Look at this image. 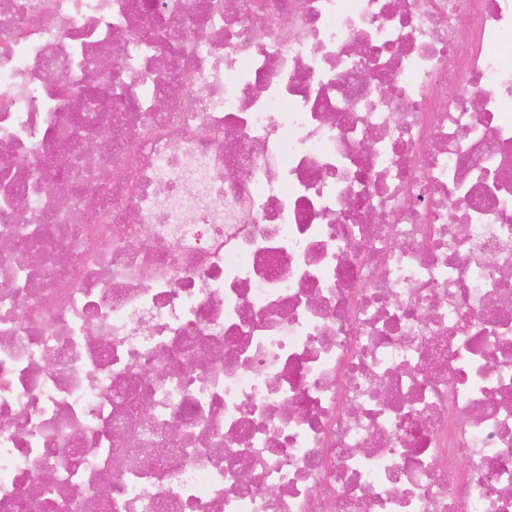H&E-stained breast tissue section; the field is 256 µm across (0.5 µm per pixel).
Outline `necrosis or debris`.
<instances>
[{"label": "necrosis or debris", "instance_id": "4bbe7bcc", "mask_svg": "<svg viewBox=\"0 0 512 512\" xmlns=\"http://www.w3.org/2000/svg\"><path fill=\"white\" fill-rule=\"evenodd\" d=\"M0 512H512V0H0Z\"/></svg>", "mask_w": 512, "mask_h": 512}]
</instances>
